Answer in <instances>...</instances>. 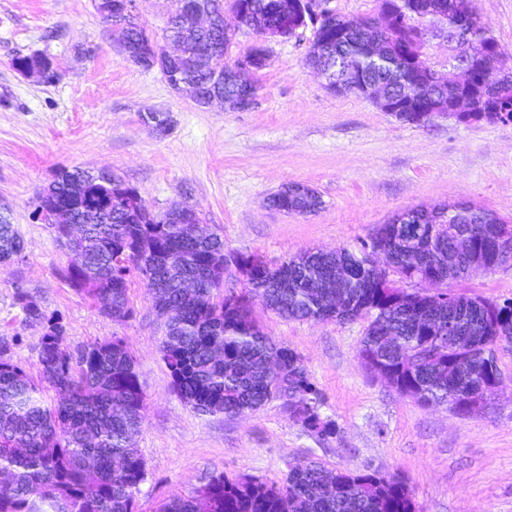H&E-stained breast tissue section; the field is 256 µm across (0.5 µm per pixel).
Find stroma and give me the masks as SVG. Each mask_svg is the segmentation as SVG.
Listing matches in <instances>:
<instances>
[{"label":"stroma","instance_id":"1","mask_svg":"<svg viewBox=\"0 0 512 512\" xmlns=\"http://www.w3.org/2000/svg\"><path fill=\"white\" fill-rule=\"evenodd\" d=\"M512 67V0H472ZM171 0H135L138 23L164 51ZM312 28L270 38L266 69L253 74L246 110L198 105L173 90L159 68L120 49L95 0H0V215L24 241L21 258L0 264V338L15 361L38 374L43 327L16 301L25 292L59 317L77 350L121 337L145 396L137 449L147 477L138 512L192 497L215 475L281 485L290 467L315 460L330 470L370 467L403 477L418 512H512V353L498 355L504 381L485 409L460 416L398 394L358 356L367 320L285 319L253 298L262 330L294 350L321 395L319 412L337 432L323 439L272 400L241 416L200 415L173 390L159 351L162 331L151 297L133 282V316L118 324L95 310L58 273L67 258L37 200L63 168L105 169L162 212L195 206L228 252L257 253L277 266L310 249L358 251L376 226L412 207L467 202L512 225V121L417 126L372 101L336 96L305 61ZM48 59L46 83L13 67L19 56ZM166 118L159 133L148 114ZM295 182L323 206L291 215L268 197ZM449 290L493 302L512 299V261L450 282Z\"/></svg>","mask_w":512,"mask_h":512}]
</instances>
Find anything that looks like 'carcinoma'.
<instances>
[{
    "label": "carcinoma",
    "instance_id": "1",
    "mask_svg": "<svg viewBox=\"0 0 512 512\" xmlns=\"http://www.w3.org/2000/svg\"><path fill=\"white\" fill-rule=\"evenodd\" d=\"M240 23L254 31L283 24L281 0H238ZM218 25L204 29L181 23L174 41L187 59L213 44L224 45L230 29L222 0H204ZM403 25L382 37L375 53L366 34L329 16L314 30L312 44H322L323 60L331 59L348 75L380 83L383 89L423 100L447 97L446 82L416 79L409 56L422 51L421 37L442 31L462 43L496 45L471 0H397ZM41 204L68 203L82 225L72 239L54 229L67 255L60 276L86 295L99 313L115 322L132 315L130 283L140 270L151 273L143 285L162 321L159 343L173 388L186 406L203 415L253 412L278 399L288 415L320 437L336 434V423L318 411L319 392L300 356L275 342L256 324L251 298L262 299L278 315L294 320L329 319L345 323L366 318L359 357L393 371L397 392L423 406L443 405L465 390V380L501 376L498 362L482 356L484 344L498 339L500 350L512 351V314L490 316V305L464 295L433 300L414 295L393 303L386 289L369 273L367 244L359 252H306L296 259L246 281V291L224 296L228 261L253 267L263 264L256 253H226L217 234L204 241L190 235L174 211L159 220L137 189L116 177L109 185L90 184L82 169H61ZM270 205L291 214L321 208L318 193L284 186ZM499 219L467 202L447 213L426 211L425 225L437 243L448 248V229L472 235ZM420 248L411 238L390 253L402 279L411 278L405 258ZM24 251L23 239L11 224L0 223V263ZM470 258L456 265L431 266L450 281L464 276ZM197 282L193 292L183 283ZM26 319L43 325L38 365L40 382L13 360L12 344L0 341V470L9 479L0 484V512H135V493L146 479V465L136 450L144 422V394L135 363L122 340L93 342L74 354L63 344L61 321L47 316L22 292L17 293ZM455 336H448V331ZM458 340L456 371H448V339ZM52 390L46 404L43 388ZM94 462V473L84 470ZM159 512H416L405 480L371 469L328 471L318 463L292 468L280 486L256 479L233 481L216 475L192 498L173 497Z\"/></svg>",
    "mask_w": 512,
    "mask_h": 512
}]
</instances>
